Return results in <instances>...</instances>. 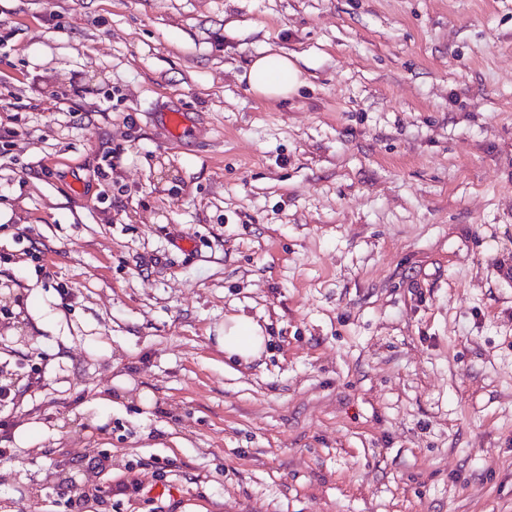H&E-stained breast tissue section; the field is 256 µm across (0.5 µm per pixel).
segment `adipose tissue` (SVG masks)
<instances>
[{
	"label": "adipose tissue",
	"instance_id": "adipose-tissue-1",
	"mask_svg": "<svg viewBox=\"0 0 512 512\" xmlns=\"http://www.w3.org/2000/svg\"><path fill=\"white\" fill-rule=\"evenodd\" d=\"M240 79L249 93L264 100H278L294 94L301 84L296 61L285 53L263 50L253 58ZM214 342L226 358L247 364L259 359L266 347L264 327L243 313L225 316L214 330Z\"/></svg>",
	"mask_w": 512,
	"mask_h": 512
}]
</instances>
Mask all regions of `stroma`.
Instances as JSON below:
<instances>
[{
    "label": "stroma",
    "mask_w": 512,
    "mask_h": 512,
    "mask_svg": "<svg viewBox=\"0 0 512 512\" xmlns=\"http://www.w3.org/2000/svg\"><path fill=\"white\" fill-rule=\"evenodd\" d=\"M1 284L0 512H512V0H0ZM249 93L264 100L288 98L302 84L296 61L285 53L265 49L239 75ZM213 338L224 356L239 364L259 359L265 351L267 336L264 327L244 313L224 317V324L214 329ZM47 434L46 427L39 421L30 420L21 425L14 433V440L22 448H30Z\"/></svg>",
    "instance_id": "stroma-1"
}]
</instances>
